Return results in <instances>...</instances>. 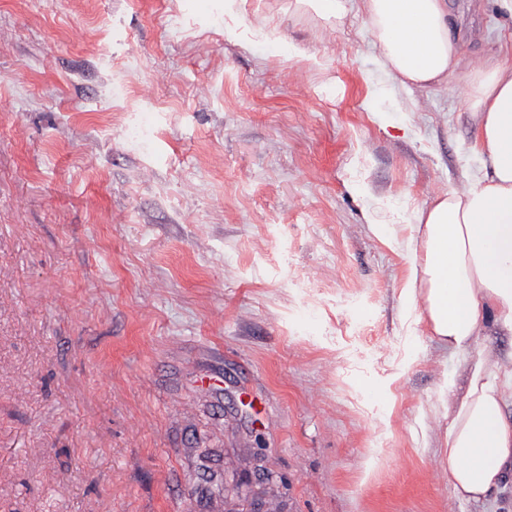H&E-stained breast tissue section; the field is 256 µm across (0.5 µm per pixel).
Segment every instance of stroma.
<instances>
[{"label": "stroma", "instance_id": "stroma-1", "mask_svg": "<svg viewBox=\"0 0 512 512\" xmlns=\"http://www.w3.org/2000/svg\"><path fill=\"white\" fill-rule=\"evenodd\" d=\"M448 8L466 56L512 39L494 0ZM477 133L358 12L0 0V512H243L255 453L280 512H512V477L450 492L431 408L463 359L404 296Z\"/></svg>", "mask_w": 512, "mask_h": 512}]
</instances>
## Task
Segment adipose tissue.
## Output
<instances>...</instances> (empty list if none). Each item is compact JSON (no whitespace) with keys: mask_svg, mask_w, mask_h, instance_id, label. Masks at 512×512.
I'll return each mask as SVG.
<instances>
[{"mask_svg":"<svg viewBox=\"0 0 512 512\" xmlns=\"http://www.w3.org/2000/svg\"><path fill=\"white\" fill-rule=\"evenodd\" d=\"M329 21L364 13L390 77L437 91L464 75L481 167L462 188L436 193L414 215L406 246L416 316L437 346L464 356L465 375L445 373L435 413L456 500L484 501L512 474V353L472 355L486 327L512 336V52L475 61L451 34L447 0H295Z\"/></svg>","mask_w":512,"mask_h":512,"instance_id":"adipose-tissue-1","label":"adipose tissue"}]
</instances>
